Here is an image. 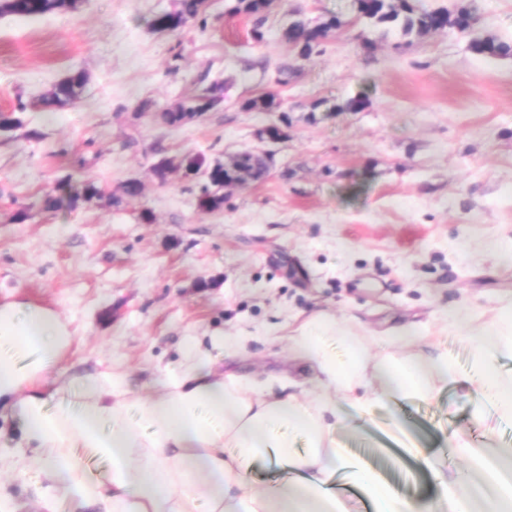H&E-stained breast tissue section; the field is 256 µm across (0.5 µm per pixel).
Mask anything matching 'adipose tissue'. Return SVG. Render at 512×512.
Wrapping results in <instances>:
<instances>
[{
	"label": "adipose tissue",
	"mask_w": 512,
	"mask_h": 512,
	"mask_svg": "<svg viewBox=\"0 0 512 512\" xmlns=\"http://www.w3.org/2000/svg\"><path fill=\"white\" fill-rule=\"evenodd\" d=\"M355 318L319 315L288 334L289 351L310 366L312 390L291 378L258 384L234 373L216 374L206 357L189 351L163 388L142 399L129 396L121 375L105 372L78 382L79 401L49 406L45 374L71 345L67 322L53 309L21 301L0 304V403L20 421L11 469L28 466L38 449L48 483L39 493L42 512L69 500L74 512H344L330 491L341 463L336 431L348 411L365 415L394 394L433 397V377H447L452 361L438 334L419 336L422 352L372 358L371 337L355 332ZM475 327L468 381L482 404L476 419L491 425L512 418V378L496 372L512 359V306L497 323L493 341ZM303 434L308 449L294 452L290 434ZM456 452L480 457L483 482L469 485L437 469L440 512H512V459L492 457L457 441ZM106 464L102 480H86L82 455ZM274 460L297 473L294 481L258 482L252 461ZM378 512H430L415 499L397 497L375 475L357 470Z\"/></svg>",
	"instance_id": "ef3b65f1"
}]
</instances>
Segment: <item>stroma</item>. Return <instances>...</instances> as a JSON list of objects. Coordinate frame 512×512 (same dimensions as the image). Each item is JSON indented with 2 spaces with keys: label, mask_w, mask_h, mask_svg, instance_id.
<instances>
[{
  "label": "stroma",
  "mask_w": 512,
  "mask_h": 512,
  "mask_svg": "<svg viewBox=\"0 0 512 512\" xmlns=\"http://www.w3.org/2000/svg\"><path fill=\"white\" fill-rule=\"evenodd\" d=\"M416 3L474 9L481 37L512 44V0ZM228 6L209 0L206 26L178 34L151 23L179 0H84L75 12L0 16V111L23 121L0 134V302L45 305L70 323L74 340L45 382L49 402L72 397L65 381L104 371L153 395L193 340L217 371L307 383L311 369L282 338L316 314L355 315L372 334L444 327L457 306L491 322L512 299V262L478 248L512 246V56L478 53L451 26L426 36L370 27L363 48L353 0H275L258 44L252 18L229 16ZM294 11L342 22L307 60L279 35ZM77 70L81 100L40 109ZM224 79L223 104L204 118L178 127L155 119ZM268 94L287 112L288 137L263 179L225 189L212 212L198 209L201 184L181 170L157 180L164 158L211 163L257 149V129L276 116L239 104ZM130 180L139 196L124 195ZM85 181L99 197L44 208L46 195H72ZM446 329L456 372L434 398L394 396L336 434L343 461L428 503L440 490L427 459L459 474L471 462L454 454L457 440L512 449V420L491 432L474 423V346L466 328ZM215 336L249 342L232 354ZM416 428L422 462L404 451ZM27 455L26 473L0 470V490L17 512H40L45 477L37 451Z\"/></svg>",
  "instance_id": "1"
}]
</instances>
